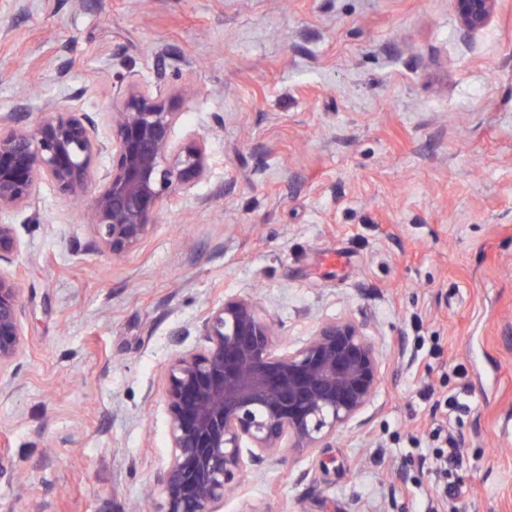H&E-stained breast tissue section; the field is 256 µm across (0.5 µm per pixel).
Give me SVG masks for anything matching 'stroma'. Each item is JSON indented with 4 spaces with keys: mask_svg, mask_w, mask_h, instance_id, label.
<instances>
[{
    "mask_svg": "<svg viewBox=\"0 0 512 512\" xmlns=\"http://www.w3.org/2000/svg\"><path fill=\"white\" fill-rule=\"evenodd\" d=\"M184 83L176 143L209 172L119 261L43 186L20 242L25 353L0 374V512H158L166 367L254 296L280 347L365 324L364 412L284 448L218 512H425L416 441L467 390L456 512H512V0L465 34L451 0H0V119L17 94L95 116L127 76Z\"/></svg>",
    "mask_w": 512,
    "mask_h": 512,
    "instance_id": "1",
    "label": "stroma"
}]
</instances>
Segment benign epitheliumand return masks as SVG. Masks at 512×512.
<instances>
[{"label":"benign epithelium","mask_w":512,"mask_h":512,"mask_svg":"<svg viewBox=\"0 0 512 512\" xmlns=\"http://www.w3.org/2000/svg\"><path fill=\"white\" fill-rule=\"evenodd\" d=\"M497 0H453L461 29L491 19ZM173 96L130 79L102 112L105 140L73 96L37 106L39 120L0 127V212L29 206L51 184L86 206L99 244L120 258L150 235L165 203L208 173L204 137L177 145L182 113ZM107 153L112 166H94ZM11 225L0 224V261L19 251ZM23 292L0 268V374L23 355ZM206 344L176 353L165 375L172 458L159 478V512H217L249 466L284 446L319 448L369 405L381 360L365 326L350 318L321 321L294 351L274 342L270 320L252 296L227 295L201 321Z\"/></svg>","instance_id":"7a95c632"}]
</instances>
